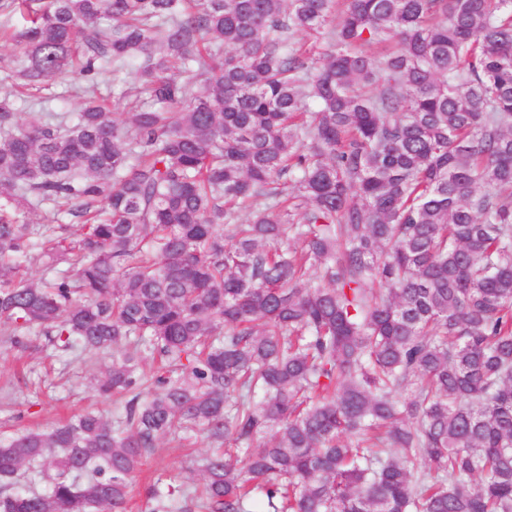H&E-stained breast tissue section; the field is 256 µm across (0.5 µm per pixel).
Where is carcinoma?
<instances>
[{
    "mask_svg": "<svg viewBox=\"0 0 512 512\" xmlns=\"http://www.w3.org/2000/svg\"><path fill=\"white\" fill-rule=\"evenodd\" d=\"M0 36L83 96L0 95V323L127 397L0 438V512H125L178 431L201 479L150 512H512V0H0ZM133 83V75L130 69H124L112 73L109 72L105 79L96 85V94L101 98V102L106 105H117L120 112H116L117 118L127 119L129 107L127 104V93L130 91ZM67 83H56L33 91L22 90L15 97V108L26 123H38L45 119L47 112L76 113L81 100L70 95Z\"/></svg>",
    "mask_w": 512,
    "mask_h": 512,
    "instance_id": "cac0c4a2",
    "label": "carcinoma"
}]
</instances>
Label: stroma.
<instances>
[{
  "instance_id": "obj_1",
  "label": "stroma",
  "mask_w": 512,
  "mask_h": 512,
  "mask_svg": "<svg viewBox=\"0 0 512 512\" xmlns=\"http://www.w3.org/2000/svg\"><path fill=\"white\" fill-rule=\"evenodd\" d=\"M15 108L23 122L38 123L49 112H79L81 101L71 96L68 84L56 83L21 91ZM103 365L101 356L64 350L49 336H33L31 347L21 351L0 333V436L20 428L49 429L87 408L117 419L123 413L119 404L98 399L93 390ZM206 450L200 438L183 445L160 440L135 478L128 512H148L145 491L156 481L185 484L195 459Z\"/></svg>"
}]
</instances>
